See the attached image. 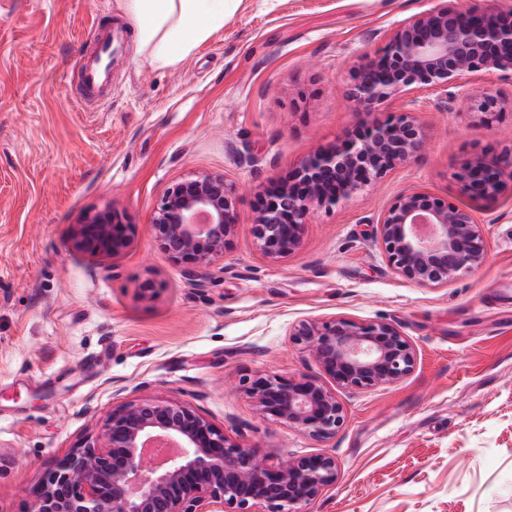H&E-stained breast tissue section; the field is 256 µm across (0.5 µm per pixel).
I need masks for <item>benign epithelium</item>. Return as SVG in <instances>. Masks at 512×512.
<instances>
[{"instance_id":"7a95c632","label":"benign epithelium","mask_w":512,"mask_h":512,"mask_svg":"<svg viewBox=\"0 0 512 512\" xmlns=\"http://www.w3.org/2000/svg\"><path fill=\"white\" fill-rule=\"evenodd\" d=\"M469 21L442 0L393 29L382 52L354 70L347 99L374 112L401 92L455 89L478 123L503 114L504 100L474 90L463 79L481 71L512 72V8L493 14L474 7ZM425 147L411 112L369 120L352 134L310 155L259 198L256 248L276 260L301 244L310 213L343 205L389 170L415 162ZM512 179V151L479 154L459 174L476 201L496 198ZM239 186L220 175L196 173L173 182L158 201L151 227L162 251L201 277L224 256L237 224ZM76 249L118 256L132 243V225L113 210L72 226ZM378 244L387 264L422 287H436L476 271L484 262L481 226L471 210L428 192L396 198L379 221ZM294 342L325 378L347 389L392 385L415 368V351L385 321L302 320ZM258 414L321 441L334 438L346 414L324 378L302 374L243 379ZM336 458L327 453L274 462L218 431L194 406L178 399L121 403L102 419L91 443L55 459L34 488L31 512H307L336 482Z\"/></svg>"}]
</instances>
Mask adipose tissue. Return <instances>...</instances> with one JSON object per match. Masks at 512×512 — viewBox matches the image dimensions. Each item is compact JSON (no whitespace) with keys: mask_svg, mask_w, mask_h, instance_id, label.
Instances as JSON below:
<instances>
[{"mask_svg":"<svg viewBox=\"0 0 512 512\" xmlns=\"http://www.w3.org/2000/svg\"><path fill=\"white\" fill-rule=\"evenodd\" d=\"M238 0H120L134 24L147 62L156 68L178 63L224 28V17Z\"/></svg>","mask_w":512,"mask_h":512,"instance_id":"1","label":"adipose tissue"}]
</instances>
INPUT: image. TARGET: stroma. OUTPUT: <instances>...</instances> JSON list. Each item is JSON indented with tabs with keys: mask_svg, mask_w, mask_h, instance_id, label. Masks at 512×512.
I'll use <instances>...</instances> for the list:
<instances>
[{
	"mask_svg": "<svg viewBox=\"0 0 512 512\" xmlns=\"http://www.w3.org/2000/svg\"><path fill=\"white\" fill-rule=\"evenodd\" d=\"M434 4L241 0L222 31L158 69L117 0H0V512H29L49 463L142 398L190 403L278 460L335 456L311 512H512V181L484 204L457 178L512 146V111L482 127L460 98L395 97L375 116L416 106L419 160L315 210L293 254L254 246L258 198L362 121L345 96L361 56ZM117 25L125 58L83 109L75 63ZM201 172L241 195L230 245L197 287L151 217L172 181ZM413 190L470 208L477 271L422 288L388 266L376 225ZM107 209L133 224L132 246L113 259L74 249L71 225ZM334 317L397 324L416 364L393 385L337 389L346 422L321 441L260 417L241 380L318 374L288 332Z\"/></svg>",
	"mask_w": 512,
	"mask_h": 512,
	"instance_id": "1",
	"label": "stroma"
}]
</instances>
